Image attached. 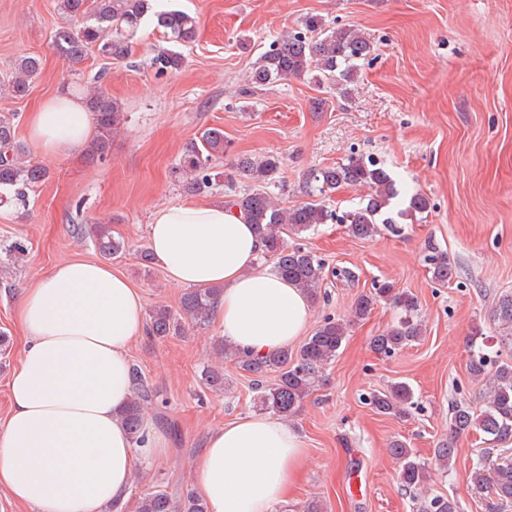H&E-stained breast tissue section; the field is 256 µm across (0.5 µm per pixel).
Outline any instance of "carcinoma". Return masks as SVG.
Masks as SVG:
<instances>
[{
    "label": "carcinoma",
    "mask_w": 512,
    "mask_h": 512,
    "mask_svg": "<svg viewBox=\"0 0 512 512\" xmlns=\"http://www.w3.org/2000/svg\"><path fill=\"white\" fill-rule=\"evenodd\" d=\"M150 9L149 0H57L63 25L52 35V49L74 66L83 63L88 52L95 48L106 56L124 59L129 56L130 41ZM154 18L157 27L173 42H188L194 37L195 17L185 12L156 11ZM372 51L371 42L357 29L326 30L320 19L310 17L304 22V30L279 36L260 53L245 93L251 95L273 81L301 77L313 70L320 74L318 82L342 86L353 77L354 62L366 58ZM183 63V56L175 51H163L154 59L155 67L161 71H177ZM40 68L41 60L36 56L16 59L5 89L13 97L24 96ZM84 106L92 113L95 129L85 155L91 161L103 162L112 148V138L124 122L123 112L102 89L86 94ZM225 151L224 131L214 127L204 129L198 139L185 147L182 171L186 174V192L196 194L210 187L219 177L215 173L216 161L224 157ZM280 166L281 159L274 154L237 159L238 176L251 181L252 186L225 201L224 206L254 225L264 243L262 257L273 261V270L315 303L322 295L325 264L317 255L288 239L319 224L334 222L348 225L349 233L355 238L374 236L378 225L395 223L390 210V201L396 195L393 179L376 161L352 157L345 164L310 171L306 178L309 200L282 208L267 192V185L276 178ZM49 177L50 171L32 161L30 150L17 138L13 119L1 115L0 203L22 200L28 190ZM344 185L363 188L366 194L357 207L339 214L329 208L325 200ZM91 233L94 248L104 259H117L129 251L125 239L118 236L110 224H94ZM428 264L437 282L445 284L454 278L455 267L446 254L428 256ZM220 294L221 289L215 287L187 289L181 296L179 311L158 306L149 313L148 333L160 339L184 330L186 321L199 328L207 325ZM380 299L391 301L400 310L396 321L371 340V349L376 354L389 357L416 341L421 336L422 324L414 298L394 293L393 285L383 282L374 293L359 295L348 317L325 318L297 351L285 348L254 357L225 344L222 346L224 358L254 377L259 409L292 420L319 385L325 367L336 358L349 327L367 317ZM495 319L499 326L498 351L489 350L486 341L477 335L468 341L467 370L473 380L483 384L484 407L478 413L466 403L453 408L448 422V446L435 449L436 464L443 469L449 468L455 457L454 443L473 431L481 433L485 443L494 447L512 442V294L499 299ZM270 373L277 374V378L266 384L263 379ZM133 377L134 395L122 410V419L134 444L138 445L144 441L143 415L155 404L157 393L136 368ZM202 380L209 388L222 390L224 370L207 365L202 370ZM413 398V390L407 383L394 382L387 390L372 395L369 405L379 414L403 419L410 413ZM389 452L400 465L402 486L417 491L427 483L428 467L416 459L406 442L391 441ZM469 482L475 487L492 490V496L484 505L485 512H501L503 504L512 502V461L493 467L479 465L469 474ZM419 510L461 512L457 501L440 497L420 503ZM135 512H207V506L191 491L175 501L161 490L139 498Z\"/></svg>",
    "instance_id": "obj_1"
}]
</instances>
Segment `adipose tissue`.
<instances>
[{
  "instance_id": "adipose-tissue-1",
  "label": "adipose tissue",
  "mask_w": 512,
  "mask_h": 512,
  "mask_svg": "<svg viewBox=\"0 0 512 512\" xmlns=\"http://www.w3.org/2000/svg\"><path fill=\"white\" fill-rule=\"evenodd\" d=\"M90 134V113L65 93L29 114L28 136L48 154L80 150ZM148 242L170 280L221 288L212 318L239 352L264 356L303 333L308 300L260 268V238L223 204L156 210ZM15 317L22 350L0 423V490L37 512H108L134 470L167 449L150 424L134 444L121 419L133 390L129 347L145 333L142 297L110 266L77 259L26 289ZM304 459L301 438L277 415L243 416L209 435L196 485L209 512H273Z\"/></svg>"
}]
</instances>
